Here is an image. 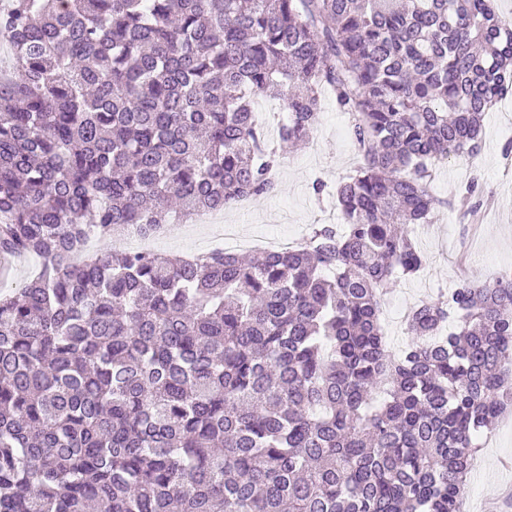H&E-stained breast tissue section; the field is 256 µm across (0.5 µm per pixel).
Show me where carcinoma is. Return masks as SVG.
Listing matches in <instances>:
<instances>
[{
  "label": "carcinoma",
  "mask_w": 512,
  "mask_h": 512,
  "mask_svg": "<svg viewBox=\"0 0 512 512\" xmlns=\"http://www.w3.org/2000/svg\"><path fill=\"white\" fill-rule=\"evenodd\" d=\"M0 34V512H460L477 440L512 407V271L381 325L512 93L493 0H12ZM360 164L345 230L249 257L85 255L277 190L255 99L305 142L321 88ZM478 183L460 210L480 207ZM33 268L29 263L22 259L14 264L10 270L3 272L0 270V290L2 294H8L20 288L33 273Z\"/></svg>",
  "instance_id": "obj_1"
}]
</instances>
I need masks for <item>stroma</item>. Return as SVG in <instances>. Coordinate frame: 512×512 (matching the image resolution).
I'll return each instance as SVG.
<instances>
[{
  "label": "stroma",
  "instance_id": "stroma-1",
  "mask_svg": "<svg viewBox=\"0 0 512 512\" xmlns=\"http://www.w3.org/2000/svg\"><path fill=\"white\" fill-rule=\"evenodd\" d=\"M512 124V94L486 113L481 153L474 158L455 156L439 162L429 186L432 195L453 198L470 182H478L483 206L465 215L453 208L436 212L431 224L418 230L419 245L426 257L422 270L409 279L391 284L384 298L385 331L393 347L407 341L404 319L408 310L435 298L439 291L454 288L460 278L493 282L512 270V167L503 150L511 139L504 133ZM349 118L336 105L330 89L321 93V119L308 144L284 152L279 184L272 195L246 201L226 211L241 235L266 239L274 226L288 225L295 239L308 235L314 224H342L334 191L359 164L349 135ZM323 180L315 192V180ZM221 240L210 214L183 224H165L157 236L156 250L173 256L194 257L218 249ZM490 447L479 449L467 476L466 500L470 512H488L491 502L512 486V423L498 421Z\"/></svg>",
  "mask_w": 512,
  "mask_h": 512
}]
</instances>
